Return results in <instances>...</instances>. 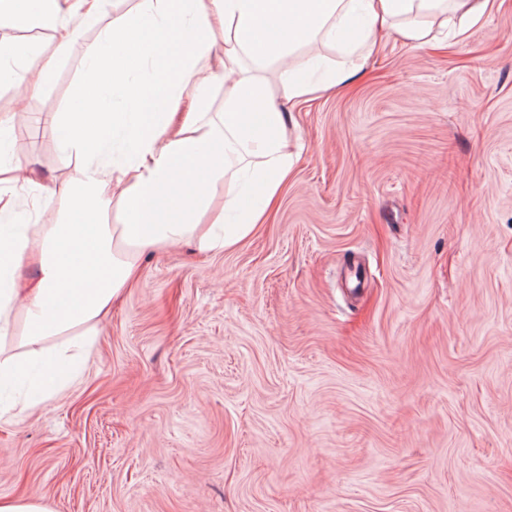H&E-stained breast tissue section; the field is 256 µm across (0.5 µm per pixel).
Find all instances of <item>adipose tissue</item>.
<instances>
[{"instance_id":"1","label":"adipose tissue","mask_w":512,"mask_h":512,"mask_svg":"<svg viewBox=\"0 0 512 512\" xmlns=\"http://www.w3.org/2000/svg\"><path fill=\"white\" fill-rule=\"evenodd\" d=\"M495 0H141L128 20L107 24L89 45L78 109L58 113L54 131L75 163L46 190L47 224H26L0 239V383L30 378L36 403L65 389L76 357L88 356L98 324L134 279L148 249L195 240L226 250L250 237L287 182L296 154L282 101L343 89L378 52L379 33L421 48L440 30L456 36L487 16ZM224 20V56L211 55L214 18ZM28 21L54 32L56 49L28 91L52 79L58 57L82 36L60 0H39ZM338 44L341 62L323 82L287 77L282 97L246 74L242 56L289 64L298 48ZM177 63L136 74L160 51ZM224 109L212 111L216 88ZM123 106L114 109V97ZM225 201L206 221L212 186ZM120 195H113V187ZM256 201L240 208L244 188ZM73 336L76 355L45 349ZM19 337L24 355L6 354Z\"/></svg>"}]
</instances>
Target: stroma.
I'll list each match as a JSON object with an SVG mask.
<instances>
[{
	"label": "stroma",
	"mask_w": 512,
	"mask_h": 512,
	"mask_svg": "<svg viewBox=\"0 0 512 512\" xmlns=\"http://www.w3.org/2000/svg\"><path fill=\"white\" fill-rule=\"evenodd\" d=\"M82 40L4 139L36 215L72 167ZM36 53L51 29L0 26ZM298 159L233 251L144 254L80 374L0 416V497L55 512H512V0L287 104Z\"/></svg>",
	"instance_id": "stroma-1"
}]
</instances>
